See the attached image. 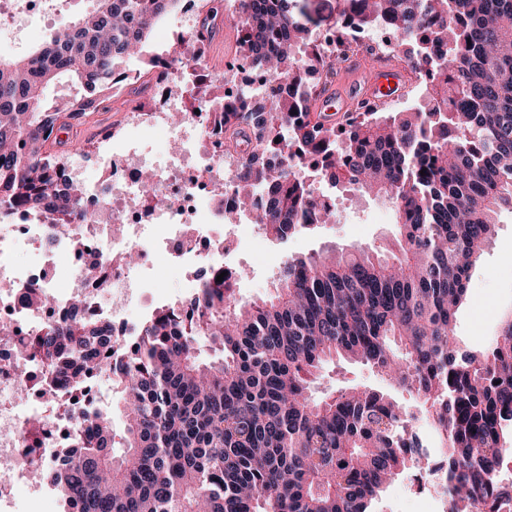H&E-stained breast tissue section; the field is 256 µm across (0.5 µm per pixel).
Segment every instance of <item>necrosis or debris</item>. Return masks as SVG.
<instances>
[{"instance_id": "1", "label": "necrosis or debris", "mask_w": 512, "mask_h": 512, "mask_svg": "<svg viewBox=\"0 0 512 512\" xmlns=\"http://www.w3.org/2000/svg\"><path fill=\"white\" fill-rule=\"evenodd\" d=\"M60 0H0V46L11 42L20 18L54 12ZM350 40L369 57H396L401 53L388 21L373 29L352 27ZM178 47L159 54L151 70L127 69L112 76L113 89L145 87V106L133 107L135 129L149 126L165 132V160L150 162V147L133 133L113 138L112 149L98 152L97 167L111 170L109 178L91 177L88 166L70 170L85 195L83 207L90 221L86 229L46 224L42 214L30 210L15 212L9 223L0 225V323L16 329V336L0 338V512H17L12 495L14 481L25 480L34 496H45L47 482H34L35 470L60 467V451L71 442L70 407L66 393L43 385L41 367L21 356L17 336L29 335L51 321L70 317V302L83 296L84 320L109 315L115 339L121 348L131 347L143 320L136 297L145 286L142 271L154 267L162 257L173 268L204 266L210 273H224L228 283H236V268L229 261L228 244L213 245L209 232L221 223L224 211L233 207L235 197L227 186L238 170V156L224 145L222 129L209 127L198 135L199 119L190 118L172 125L169 116L180 109L178 66L173 63ZM231 95H245L244 109L262 111L265 98L260 90L269 79L252 65L226 68L219 76ZM155 176V195L164 198L156 205L141 189L144 171ZM119 214L123 226L114 230L109 223ZM32 249L29 262L19 263L12 255L19 248ZM140 258L128 263V250ZM70 263L58 267L61 255ZM35 282L54 295L59 304L54 311L23 305L15 287ZM415 454L431 458L429 470L415 475L422 493L434 502L437 512H447L450 500L445 455L432 448L422 428H414Z\"/></svg>"}]
</instances>
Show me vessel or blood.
Returning <instances> with one entry per match:
<instances>
[{"mask_svg": "<svg viewBox=\"0 0 512 512\" xmlns=\"http://www.w3.org/2000/svg\"><path fill=\"white\" fill-rule=\"evenodd\" d=\"M410 85V75L396 62L370 66L358 61L348 67L336 87L315 103L317 116L340 125L355 100L380 105L400 98Z\"/></svg>", "mask_w": 512, "mask_h": 512, "instance_id": "1", "label": "vessel or blood"}]
</instances>
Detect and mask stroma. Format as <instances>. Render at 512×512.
Segmentation results:
<instances>
[{
	"instance_id": "1",
	"label": "stroma",
	"mask_w": 512,
	"mask_h": 512,
	"mask_svg": "<svg viewBox=\"0 0 512 512\" xmlns=\"http://www.w3.org/2000/svg\"><path fill=\"white\" fill-rule=\"evenodd\" d=\"M93 0H72L55 18L35 17L20 20L15 28L10 48L0 51L8 59L29 53L47 41L51 33L72 25L90 10ZM134 94L121 93L113 97L106 108L86 113L73 127L63 132L64 143L99 142L111 132L126 129ZM336 221L314 231L289 237L279 242L261 236L237 245L233 259L244 276L237 296L252 301L269 295L283 261L330 248L363 246L383 248L395 238L398 228L388 203L381 199L353 192L336 195ZM193 273L166 268L157 264L147 295L161 306L174 305L189 297ZM512 311V212L503 211L497 219L496 235L471 270L467 299L456 315V334L462 346L474 351L483 350L500 329L504 314ZM363 384L381 386L382 381L369 367L363 365L326 366L319 382V392ZM415 486L408 475L393 480L373 504L372 512H427L416 501Z\"/></svg>"
}]
</instances>
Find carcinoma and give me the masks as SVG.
Returning <instances> with one entry per match:
<instances>
[{
  "instance_id": "obj_1",
  "label": "carcinoma",
  "mask_w": 512,
  "mask_h": 512,
  "mask_svg": "<svg viewBox=\"0 0 512 512\" xmlns=\"http://www.w3.org/2000/svg\"><path fill=\"white\" fill-rule=\"evenodd\" d=\"M179 6L94 0L28 55L0 58V215L25 208L49 224L87 223L68 165L86 147L51 148L83 118L88 95L112 98V73ZM242 8L241 50L254 65L290 83L307 72L315 83L269 95L264 112H241L225 96L199 108L241 153L230 186L237 209L224 214L266 193L254 223L276 240L329 224L336 214L318 201L313 173L387 200L399 226L394 248L294 257L274 292L249 303L202 274L188 303L141 322L131 351L116 348L109 319L76 313L19 339L44 381L74 397L75 427L89 424L44 480L65 512H371L395 476L423 468L407 451L417 417L379 388L314 396L320 370L338 360L368 365L415 396L445 449L451 512H492L512 496L494 482L512 449V318L474 352L461 347L455 316L498 213L512 210V0H362L358 25L387 17L406 67L429 74L428 107L359 109L339 129L314 117L338 69L310 49L306 0ZM202 13V25L217 26L224 0H204ZM60 79L77 88L64 109L45 98ZM264 141L277 143L283 164L259 154ZM17 294L53 305L31 283ZM203 342L218 359L200 358ZM100 374L123 394L119 434L110 414L80 399Z\"/></svg>"
}]
</instances>
